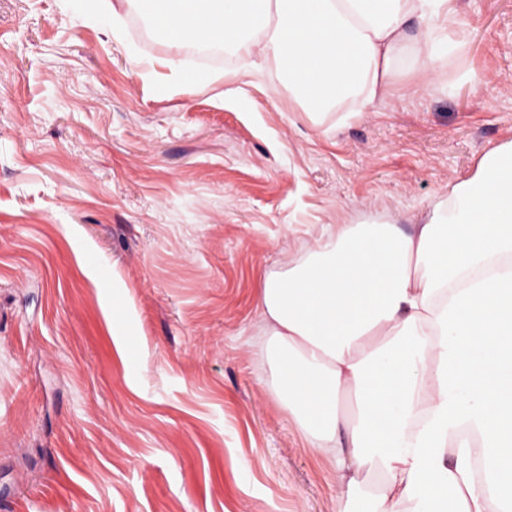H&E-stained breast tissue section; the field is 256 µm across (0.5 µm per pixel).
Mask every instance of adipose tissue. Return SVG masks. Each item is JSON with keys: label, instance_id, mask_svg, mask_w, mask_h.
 <instances>
[{"label": "adipose tissue", "instance_id": "obj_1", "mask_svg": "<svg viewBox=\"0 0 512 512\" xmlns=\"http://www.w3.org/2000/svg\"><path fill=\"white\" fill-rule=\"evenodd\" d=\"M163 38L274 59L313 123L359 118L402 57L457 48L460 0H131ZM251 340L336 473V512H512V141L410 230H326L257 296ZM489 466L474 474V455Z\"/></svg>", "mask_w": 512, "mask_h": 512}]
</instances>
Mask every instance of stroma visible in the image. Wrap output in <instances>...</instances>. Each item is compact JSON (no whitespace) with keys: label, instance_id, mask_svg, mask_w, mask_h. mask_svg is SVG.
Wrapping results in <instances>:
<instances>
[{"label":"stroma","instance_id":"stroma-1","mask_svg":"<svg viewBox=\"0 0 512 512\" xmlns=\"http://www.w3.org/2000/svg\"><path fill=\"white\" fill-rule=\"evenodd\" d=\"M112 3L0 0V512H336L247 344L258 289L512 140V0H461L435 83L319 126L274 61L201 65Z\"/></svg>","mask_w":512,"mask_h":512}]
</instances>
